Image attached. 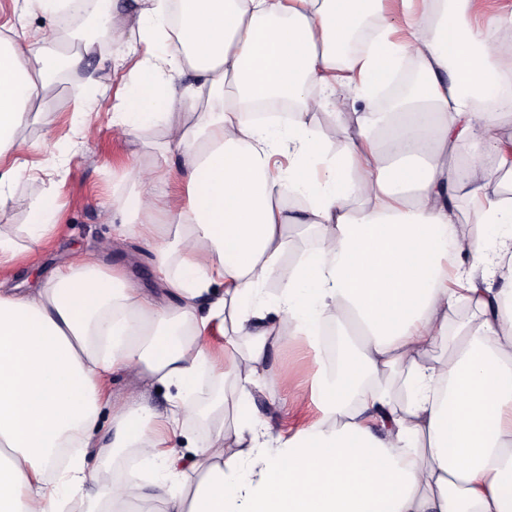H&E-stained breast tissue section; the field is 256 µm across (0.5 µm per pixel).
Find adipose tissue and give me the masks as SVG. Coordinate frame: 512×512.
I'll return each instance as SVG.
<instances>
[{
	"label": "adipose tissue",
	"instance_id": "adipose-tissue-1",
	"mask_svg": "<svg viewBox=\"0 0 512 512\" xmlns=\"http://www.w3.org/2000/svg\"><path fill=\"white\" fill-rule=\"evenodd\" d=\"M392 2L401 31L379 26L352 56L382 0H134L135 85L118 96L112 129L164 122L188 201L142 186L133 205L116 207L115 233L156 245L174 302L92 257L26 292L0 287V512L71 502L82 512L132 502L139 512H512V235L463 233L455 212L464 200L480 223L512 224V196L495 175L512 172V138L494 144V170L452 161L512 106L496 66L512 46L463 25L474 0ZM409 57L418 78L408 94L383 116L355 113V135L333 152L310 113L339 88L373 97ZM81 61L0 36V153L32 150L25 115L60 65ZM198 85L210 106L189 128L173 112L196 111ZM277 98L296 103L286 125L249 119ZM292 196L307 201L296 214ZM291 224L314 226L316 245L271 296ZM452 263L472 308L453 337ZM328 324L351 341L312 377L322 415L273 435L252 404L274 381L268 350L297 338L319 348ZM449 343L451 357L428 361ZM392 365L404 375L402 404L372 383ZM204 371L217 390L194 410L187 399ZM119 372L175 393L162 412L141 395L113 405L101 433ZM192 416L217 424L185 471L168 442ZM93 450L103 465L89 473ZM128 453L153 482L134 472L114 480Z\"/></svg>",
	"mask_w": 512,
	"mask_h": 512
}]
</instances>
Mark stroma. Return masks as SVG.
<instances>
[{
	"label": "stroma",
	"instance_id": "stroma-1",
	"mask_svg": "<svg viewBox=\"0 0 512 512\" xmlns=\"http://www.w3.org/2000/svg\"><path fill=\"white\" fill-rule=\"evenodd\" d=\"M58 23V16L27 6L25 0H0V35L22 41L54 34ZM136 39V19L131 16L123 36L113 38L111 46L87 47L72 39L55 42L61 55L80 52L84 61L78 67L59 69L38 102V113L29 114L22 126L23 136L35 148L22 157L24 174L11 186L6 204L0 206V236L12 239L21 251L20 257L0 260V281L8 287H40L56 267L91 256L105 267L121 269L134 287L167 302L154 247L139 240L116 243L111 222L114 206L137 193L139 172L155 171L157 193H186L181 156H174L165 171L155 170L166 142L163 125L131 137L112 131L115 98L129 90L133 81L129 67H115L114 61L125 55ZM85 122L96 135L77 151L73 148L74 130ZM61 159L66 160L67 169L53 179L52 191L59 205L55 226L41 241H31L26 226L39 188L27 181L25 174L34 168H53ZM319 360L302 338L271 353V370L283 365L291 368L287 379L256 395L255 409L271 423L274 433H294L320 417L319 395L308 390ZM296 385L306 387L304 401L282 410L281 393Z\"/></svg>",
	"mask_w": 512,
	"mask_h": 512
}]
</instances>
